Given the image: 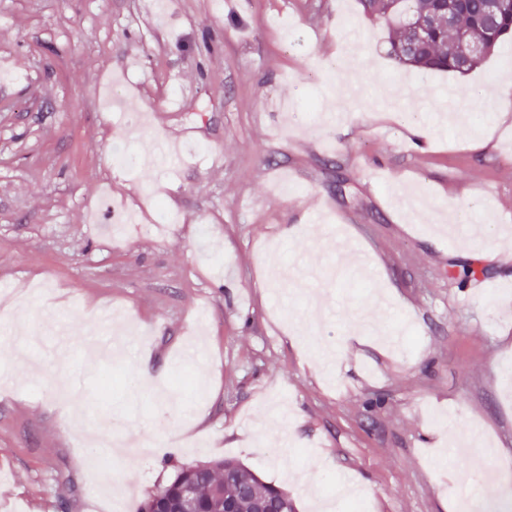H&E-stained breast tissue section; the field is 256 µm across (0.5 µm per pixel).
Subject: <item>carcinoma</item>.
<instances>
[{"mask_svg":"<svg viewBox=\"0 0 512 512\" xmlns=\"http://www.w3.org/2000/svg\"><path fill=\"white\" fill-rule=\"evenodd\" d=\"M368 14L384 15L393 29L390 57L400 66L421 70L466 74L512 34V8H506L496 26L487 25L481 0H471L454 16L453 26L437 0H359ZM419 15L436 18L427 38L411 44L406 27ZM482 45L480 54L462 62L458 50L462 40ZM191 489V499L184 492ZM233 499L239 512H294L292 498L280 486L263 481L241 463L218 460L182 466L167 482L145 499L141 512H170L182 507L189 512H224V500Z\"/></svg>","mask_w":512,"mask_h":512,"instance_id":"cac0c4a2","label":"carcinoma"}]
</instances>
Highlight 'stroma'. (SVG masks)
I'll use <instances>...</instances> for the list:
<instances>
[{
    "label": "stroma",
    "mask_w": 512,
    "mask_h": 512,
    "mask_svg": "<svg viewBox=\"0 0 512 512\" xmlns=\"http://www.w3.org/2000/svg\"><path fill=\"white\" fill-rule=\"evenodd\" d=\"M388 49L358 0H0V512H138L225 458L295 512L512 480V46L466 75ZM153 139L179 161L128 175ZM102 419L151 448L106 458Z\"/></svg>",
    "instance_id": "obj_1"
}]
</instances>
